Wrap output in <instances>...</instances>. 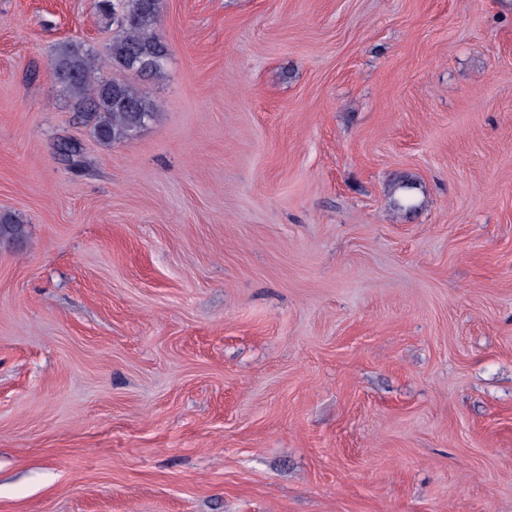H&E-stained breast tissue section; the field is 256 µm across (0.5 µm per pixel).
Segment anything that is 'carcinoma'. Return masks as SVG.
Wrapping results in <instances>:
<instances>
[{
    "label": "carcinoma",
    "instance_id": "1",
    "mask_svg": "<svg viewBox=\"0 0 512 512\" xmlns=\"http://www.w3.org/2000/svg\"><path fill=\"white\" fill-rule=\"evenodd\" d=\"M97 5L116 24L108 65L162 75L168 50L155 32L159 0H97ZM53 68L57 76L65 77L61 81L63 93L85 114L94 135L104 143L131 139L157 114V106L134 85L98 77L99 58L86 43H60L53 56Z\"/></svg>",
    "mask_w": 512,
    "mask_h": 512
}]
</instances>
